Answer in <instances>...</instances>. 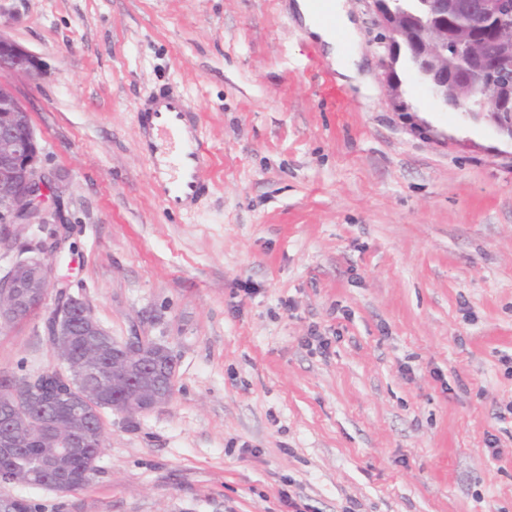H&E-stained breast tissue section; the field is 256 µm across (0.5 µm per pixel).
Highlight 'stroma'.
Segmentation results:
<instances>
[{
	"instance_id": "stroma-1",
	"label": "stroma",
	"mask_w": 512,
	"mask_h": 512,
	"mask_svg": "<svg viewBox=\"0 0 512 512\" xmlns=\"http://www.w3.org/2000/svg\"><path fill=\"white\" fill-rule=\"evenodd\" d=\"M293 0H0L11 76L56 188L55 276L112 336L164 345L168 402L103 412L83 489L16 483L38 512H512V140L504 117L392 93L373 0H344L357 76L331 88ZM202 115L211 191L156 196L136 109ZM0 373L61 368L43 315ZM38 58L16 42L0 35V73L3 78L38 72Z\"/></svg>"
}]
</instances>
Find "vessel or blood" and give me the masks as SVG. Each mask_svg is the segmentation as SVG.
<instances>
[{
  "mask_svg": "<svg viewBox=\"0 0 512 512\" xmlns=\"http://www.w3.org/2000/svg\"><path fill=\"white\" fill-rule=\"evenodd\" d=\"M136 115L140 145L162 204L172 211L194 210L208 189L200 112L181 94L163 89L142 101Z\"/></svg>",
  "mask_w": 512,
  "mask_h": 512,
  "instance_id": "vessel-or-blood-1",
  "label": "vessel or blood"
}]
</instances>
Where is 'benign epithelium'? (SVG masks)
Wrapping results in <instances>:
<instances>
[{
    "mask_svg": "<svg viewBox=\"0 0 512 512\" xmlns=\"http://www.w3.org/2000/svg\"><path fill=\"white\" fill-rule=\"evenodd\" d=\"M378 23L388 33L389 58L387 76L393 92L401 80L395 71L405 58L410 77L428 90L436 103L460 112H512V67L497 73L478 72L472 64L482 58V42L475 30L494 14L499 24L493 32L504 47L502 56L512 59V0H471L460 5L467 13L464 29L452 34L444 31L439 40L430 35L435 19L448 11V0H376ZM460 78H448V62ZM40 68L38 58L16 42L0 35V76L33 74ZM30 113L4 87L0 94V243L8 241L17 226L38 223L46 193L55 185V177L41 165V146L35 129L28 121ZM48 249L42 242L22 246L18 256L5 270H0V330L16 322L19 311L28 303L46 298L48 291L59 287L54 269L47 261ZM48 336L66 363L64 375L77 374L93 381L96 391L73 392L68 417L64 421H45L44 403L59 393L49 389L41 374L10 379L0 384V454L17 452L16 441L26 436H46L47 454L39 458L37 471L49 473L63 467L76 448L83 447L84 437L92 427L88 406L104 396L101 385L112 382V395L125 394L122 410L144 412L166 403L170 385L144 382L153 375H168L156 365L157 353L170 354L162 345L145 350V340L132 336L112 345V366L96 364L90 368L75 363L68 356L69 337H85V345L94 350V337L108 331L89 318L86 303L64 294L45 323ZM81 379L68 383L81 385Z\"/></svg>",
    "mask_w": 512,
    "mask_h": 512,
    "instance_id": "benign-epithelium-1",
    "label": "benign epithelium"
}]
</instances>
